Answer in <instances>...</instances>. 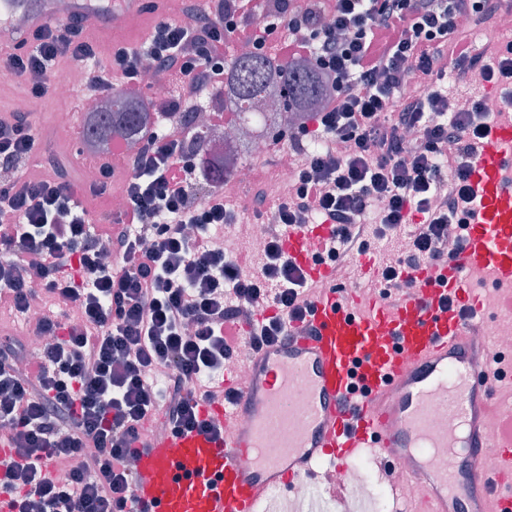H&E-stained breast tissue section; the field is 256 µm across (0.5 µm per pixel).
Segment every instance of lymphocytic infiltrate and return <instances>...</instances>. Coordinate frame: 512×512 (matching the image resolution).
Returning <instances> with one entry per match:
<instances>
[{
	"label": "lymphocytic infiltrate",
	"mask_w": 512,
	"mask_h": 512,
	"mask_svg": "<svg viewBox=\"0 0 512 512\" xmlns=\"http://www.w3.org/2000/svg\"><path fill=\"white\" fill-rule=\"evenodd\" d=\"M512 0H179L178 18H158L136 47L101 57L82 18L48 17L0 51V71L21 78L28 94H54L61 61L86 86L108 94L141 82L143 62L157 76L181 75L179 98L163 104L175 131L147 133L128 165L116 222L96 224L91 208L112 201L111 165L75 193L58 163L30 173L38 136L24 120H0V309L26 314L30 288L66 308L63 318L30 323L48 344L37 359L0 360V430L14 445L0 462L7 512H137L135 445L146 432L201 431L203 407L232 399L222 377L240 347L274 343L292 323L306 324L317 285L282 248L287 228L320 221L336 228L322 261L346 272L353 256L403 237L383 264L379 297L401 294L409 269L448 250L449 228L463 229L472 202L470 158L512 111V96L457 110L445 75H474L512 85V40L474 51L467 35L495 25ZM275 50L308 60L330 95L289 139L299 151L292 192L267 218L261 275L245 256L227 254L222 231L243 220L223 189L207 185L182 113L204 88L224 83L231 48ZM420 133L417 146L404 138ZM326 147L304 152V138ZM194 225L186 236L185 225ZM115 260L105 265L103 251ZM262 300L246 313L242 298ZM193 335H186V324ZM67 467L59 480L56 470Z\"/></svg>",
	"instance_id": "1"
}]
</instances>
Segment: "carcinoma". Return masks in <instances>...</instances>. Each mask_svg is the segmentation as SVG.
<instances>
[{"instance_id": "obj_1", "label": "carcinoma", "mask_w": 512, "mask_h": 512, "mask_svg": "<svg viewBox=\"0 0 512 512\" xmlns=\"http://www.w3.org/2000/svg\"><path fill=\"white\" fill-rule=\"evenodd\" d=\"M228 99L224 113L234 125H249L257 119L261 130L253 135L270 139L292 116L312 114L327 101L328 84L315 68L304 60L275 63L254 53L234 57L224 72ZM158 126V116L147 109L139 94L121 90L103 109L85 115L83 139L107 145L115 139L138 142ZM201 146L200 165L211 185L224 181L231 172L228 165L249 153L247 144L227 148L223 168L207 158L206 133H196Z\"/></svg>"}]
</instances>
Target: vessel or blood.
<instances>
[{
  "mask_svg": "<svg viewBox=\"0 0 512 512\" xmlns=\"http://www.w3.org/2000/svg\"><path fill=\"white\" fill-rule=\"evenodd\" d=\"M40 20L28 0H0V43ZM470 171L464 247L412 271L392 307L313 264L332 225L289 229L286 255L322 286L307 329L247 355L234 402L212 408L217 430L139 444V512H375L329 478L367 452L416 484L413 512H512V406L496 397L503 375L471 280L512 287V123L478 146ZM307 480L312 495L295 496Z\"/></svg>",
  "mask_w": 512,
  "mask_h": 512,
  "instance_id": "b4317fda",
  "label": "vessel or blood"
}]
</instances>
